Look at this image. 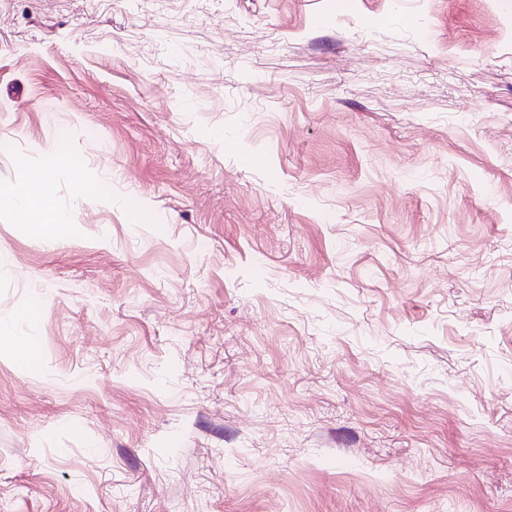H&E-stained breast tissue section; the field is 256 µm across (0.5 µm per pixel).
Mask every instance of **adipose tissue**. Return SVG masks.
<instances>
[{"label":"adipose tissue","instance_id":"1","mask_svg":"<svg viewBox=\"0 0 512 512\" xmlns=\"http://www.w3.org/2000/svg\"><path fill=\"white\" fill-rule=\"evenodd\" d=\"M55 169L46 166L31 173L30 189L19 192L0 189V207H10L19 214L25 228L56 235L64 231V216L57 210L48 192Z\"/></svg>","mask_w":512,"mask_h":512}]
</instances>
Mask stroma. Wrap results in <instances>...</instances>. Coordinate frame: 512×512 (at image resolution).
I'll list each match as a JSON object with an SVG mask.
<instances>
[{"label": "stroma", "instance_id": "35a3bbf8", "mask_svg": "<svg viewBox=\"0 0 512 512\" xmlns=\"http://www.w3.org/2000/svg\"><path fill=\"white\" fill-rule=\"evenodd\" d=\"M337 1L0 0V512H512V0ZM55 166H46L31 173V188L25 192L0 189V207H10L19 214L23 227L36 228L57 235L64 231L67 219L57 210L47 190L54 179ZM1 344L9 349L18 364L31 368L39 364L40 359L37 349L28 340L12 336L5 342L1 340Z\"/></svg>", "mask_w": 512, "mask_h": 512}]
</instances>
